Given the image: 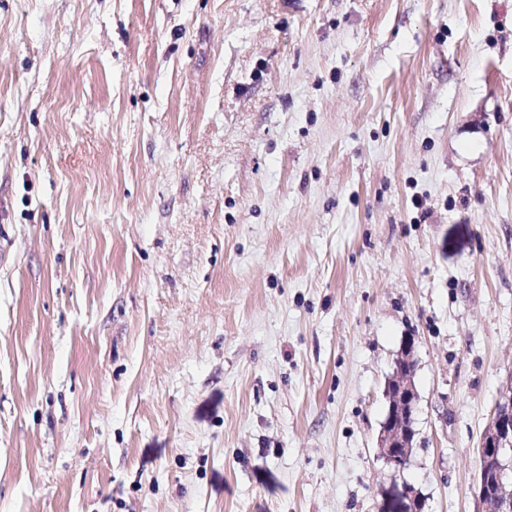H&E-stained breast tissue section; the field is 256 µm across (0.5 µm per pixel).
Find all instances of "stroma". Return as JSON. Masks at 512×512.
I'll return each mask as SVG.
<instances>
[{
  "mask_svg": "<svg viewBox=\"0 0 512 512\" xmlns=\"http://www.w3.org/2000/svg\"><path fill=\"white\" fill-rule=\"evenodd\" d=\"M409 336L480 512L512 0H0V512H379Z\"/></svg>",
  "mask_w": 512,
  "mask_h": 512,
  "instance_id": "1",
  "label": "stroma"
}]
</instances>
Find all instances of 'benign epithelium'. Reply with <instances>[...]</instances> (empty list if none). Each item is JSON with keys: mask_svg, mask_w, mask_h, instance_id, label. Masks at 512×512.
Returning a JSON list of instances; mask_svg holds the SVG:
<instances>
[{"mask_svg": "<svg viewBox=\"0 0 512 512\" xmlns=\"http://www.w3.org/2000/svg\"><path fill=\"white\" fill-rule=\"evenodd\" d=\"M415 348V340L407 338L386 387L388 407L378 445L389 482L382 488L379 512H422L419 492L398 479L410 460L416 435ZM477 490L480 502L490 505L489 512H512V377L482 436Z\"/></svg>", "mask_w": 512, "mask_h": 512, "instance_id": "7a95c632", "label": "benign epithelium"}]
</instances>
